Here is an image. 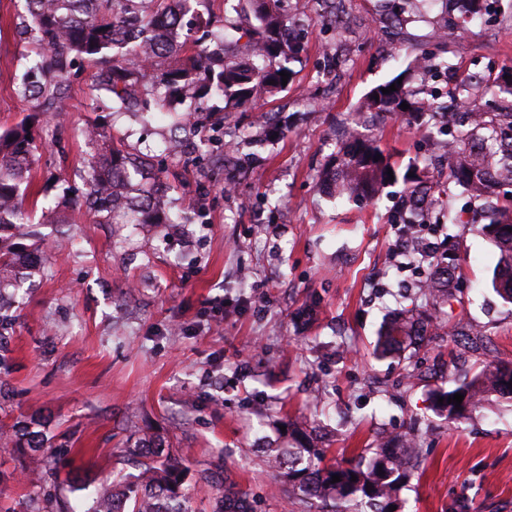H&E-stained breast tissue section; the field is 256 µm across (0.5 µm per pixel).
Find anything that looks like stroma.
Segmentation results:
<instances>
[{
    "mask_svg": "<svg viewBox=\"0 0 512 512\" xmlns=\"http://www.w3.org/2000/svg\"><path fill=\"white\" fill-rule=\"evenodd\" d=\"M241 0H203L185 17L182 39L203 33L207 18L241 15ZM325 0H289L302 47L288 88L246 108L222 99L190 137L204 165L171 152L165 121L141 126L109 114L92 88L93 70L77 63L66 82V110L47 133L33 100L17 87L31 47L21 41L14 0H0V131L28 122L40 145L33 171L39 205L82 197L92 153L85 130L102 124L127 149L149 159L175 211L191 224H44L48 260L29 282L24 305L0 344V420L37 414L64 447L54 490L60 512L80 504L65 479L79 466L94 484L131 470L124 448L142 431L164 436L195 481L219 467L249 512H288L282 476L265 463L288 422L327 421L328 458H357L379 437L416 429L421 463L400 493L401 512H512V403L493 402L453 425L427 399L485 361L512 363V304L493 289L497 252L476 232L463 236L455 318L481 337L477 351L434 337L410 359L375 358L385 317L414 307L423 269L400 264L392 249L403 181L380 198L339 200L322 174L349 115L374 86L397 75L413 84L411 60L433 33L436 13L408 22L403 40L385 26L380 0H343V20L325 29ZM338 64L324 78L327 54ZM449 65L480 75L512 67V0H493L478 26L448 33ZM283 125L267 139L259 115ZM397 173L423 159L427 144L401 120L371 129ZM316 305L299 323L303 303ZM42 454L0 453V508L32 512L40 495L25 481L44 470Z\"/></svg>",
    "mask_w": 512,
    "mask_h": 512,
    "instance_id": "obj_1",
    "label": "stroma"
}]
</instances>
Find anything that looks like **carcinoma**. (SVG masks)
Listing matches in <instances>:
<instances>
[{
	"instance_id": "1",
	"label": "carcinoma",
	"mask_w": 512,
	"mask_h": 512,
	"mask_svg": "<svg viewBox=\"0 0 512 512\" xmlns=\"http://www.w3.org/2000/svg\"><path fill=\"white\" fill-rule=\"evenodd\" d=\"M254 22L241 29L252 47L254 61L242 64L221 61L214 70V53L195 48L181 57L178 42L182 19L169 13V0H23L25 25L35 45V55L20 94L38 101L46 130L57 113L65 111L63 81L74 63L96 65L95 89L112 108L137 112L142 120L152 112L170 111L180 98L203 99L213 94L236 105L247 106L271 95L282 85L280 72H291L300 45L288 27L285 0H246ZM434 0H397L389 15L395 29L403 27L423 6ZM168 14V27L159 34L155 17ZM397 85L384 94L381 88ZM406 103L409 109L402 110ZM450 112L444 124L439 117ZM360 126L368 119L387 114L407 117L417 134L439 141L442 154L403 177L406 200L399 224H460L479 227L497 251L493 288L512 303V205L495 192L512 185V68L491 70L479 77H448L444 92L426 91L407 80L393 79L370 90L357 107ZM88 140L95 145L88 162L87 211L98 224H110L121 207L134 224H184L187 218L172 213L162 199L151 193L152 176L147 160L110 139L104 130L91 126ZM39 145L32 130L21 123L0 132V292L23 289L28 272L36 267L40 233L31 222L27 205L31 172ZM378 142L356 137L329 157L325 177L335 186L336 197L374 196L389 181L390 164ZM380 160H375V156ZM446 166V183L428 180L430 166ZM460 187L478 202L471 219L461 220L453 207L452 188ZM446 256L435 259L425 293L437 304L454 297L458 268L459 235L445 233ZM436 329L417 309L396 312L382 327L375 346L377 355H399L418 348ZM512 364L488 360L478 372L454 381V388L437 387L429 392L431 407L451 423H461L492 398L512 401ZM464 396L460 409L448 400ZM443 403H438V399ZM54 447L46 423L38 417L21 425L0 424V451L25 453ZM125 452L137 464L138 474H112L90 494L87 512H193L188 469L178 451L159 436L130 439ZM268 463L282 470L288 481L291 512H389L398 505L399 493L413 475L415 440L399 434L386 444L368 449L367 463L325 461L324 450L307 439L303 427L288 424V441L266 449ZM340 481L332 482V476ZM356 480H351V476ZM240 498L232 485L215 488L211 512H229L228 501Z\"/></svg>"
}]
</instances>
